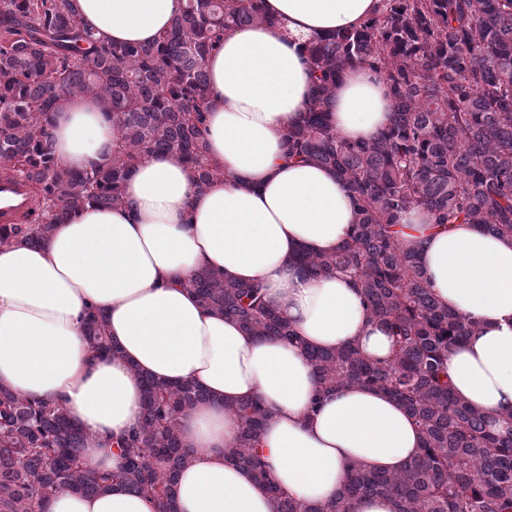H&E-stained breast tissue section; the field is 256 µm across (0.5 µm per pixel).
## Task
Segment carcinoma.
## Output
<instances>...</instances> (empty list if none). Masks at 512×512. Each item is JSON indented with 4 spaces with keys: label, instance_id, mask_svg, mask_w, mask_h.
Listing matches in <instances>:
<instances>
[{
    "label": "carcinoma",
    "instance_id": "obj_1",
    "mask_svg": "<svg viewBox=\"0 0 512 512\" xmlns=\"http://www.w3.org/2000/svg\"><path fill=\"white\" fill-rule=\"evenodd\" d=\"M265 21L260 0H186L155 41L114 44L95 37L75 0H0V160L31 180L36 196L24 222L0 224V246L17 238L41 245L85 205L123 204L136 164L156 155L183 160L197 192L224 178L208 150L207 57L231 30ZM308 59L313 89L303 122L284 134L285 156L336 173L356 223L335 252H302L296 261L312 275L351 274L391 338L383 360L355 345L307 348L314 403L346 387L375 388L403 405L422 441L400 473L352 466L326 512H349L369 497L395 499L400 512H512V431H496L448 381V351L476 323L437 300L397 230L418 210L436 224L512 236V0H380L362 26L313 41ZM357 63L386 82L393 110L375 137L348 142L330 125L328 102L338 75ZM83 95L110 112L117 143L105 162L77 171L56 162L50 127L54 112ZM191 286L204 307L252 336L298 339L259 282L200 270ZM87 339L120 356L95 309ZM204 399L191 385L143 376L141 422L116 441L124 464L112 473L85 463L91 437L63 406L0 387V512H45L61 492L101 495L117 484L150 497L157 512H176L177 478L192 459L178 419ZM225 409L240 430L224 455L267 488L274 512H318L271 480L259 445L265 407Z\"/></svg>",
    "mask_w": 512,
    "mask_h": 512
}]
</instances>
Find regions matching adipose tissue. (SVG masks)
<instances>
[{
  "label": "adipose tissue",
  "mask_w": 512,
  "mask_h": 512,
  "mask_svg": "<svg viewBox=\"0 0 512 512\" xmlns=\"http://www.w3.org/2000/svg\"><path fill=\"white\" fill-rule=\"evenodd\" d=\"M379 0H264L270 22L235 30L207 59L209 152L225 170L202 193L175 157L143 161L127 183L126 205H86L34 247H0V386L64 406L94 442L88 465L116 471L111 439L142 415V377L188 382L210 396L179 420L192 463L177 484L179 512H274L265 487L224 456L239 433L229 402L257 400L270 416L261 446L288 495L319 507L334 501L351 465L403 471L420 453L417 426L391 396L342 389L312 409L316 381L304 349L359 345L386 357L389 341L370 322L353 283L314 276L294 258L330 253L355 222L336 174L285 158L282 134L301 122L311 92L306 43L361 26ZM181 0H78V11L108 42H151ZM341 138L369 139L388 125V87L368 65L347 68L329 102ZM58 163L83 170L108 158L112 117L98 100L76 97L55 114ZM403 243L418 251L436 297L477 328L448 354L454 392L498 417L512 409V237L468 224L441 227L423 212L405 217ZM210 269L261 281L297 341L257 338L207 311L190 282ZM105 317L120 357L93 355L85 314ZM48 512H156L150 499L117 487L84 497L62 492Z\"/></svg>",
  "instance_id": "ef3b65f1"
}]
</instances>
